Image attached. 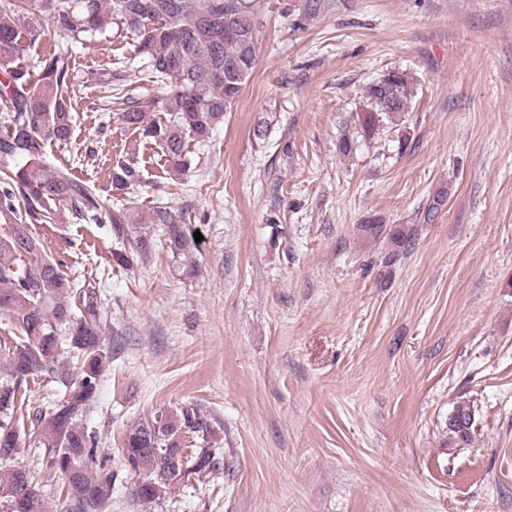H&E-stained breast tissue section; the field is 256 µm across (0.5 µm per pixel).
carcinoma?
Returning <instances> with one entry per match:
<instances>
[{
	"label": "carcinoma",
	"mask_w": 512,
	"mask_h": 512,
	"mask_svg": "<svg viewBox=\"0 0 512 512\" xmlns=\"http://www.w3.org/2000/svg\"><path fill=\"white\" fill-rule=\"evenodd\" d=\"M265 0H0V315L16 319L12 335L0 338L7 368L0 377V451H17L20 434L13 418L18 399L37 377L64 388L47 414L31 419L32 438L49 466L67 482L59 512H109L120 471L112 450L102 446L87 417L98 404L104 371L112 363L105 346L96 286L64 275L59 262L44 255L30 232L50 224L58 208L82 224H109L116 235L130 223L126 208H114L107 192L124 190L138 178L132 165L113 169L104 188L68 168L44 162L49 144L67 146L73 135L70 88L71 44L115 26L133 35L134 58L165 85L160 99L150 89L128 87L126 64L108 73L116 90L120 120L162 150L168 170L191 166L190 142L208 140L238 100L257 61L258 18ZM36 10L50 17L65 44L39 58L37 71L24 58L41 39L25 22ZM372 109L362 116L371 133L384 119L410 112L414 80L392 70L365 88ZM161 116L152 117L150 113ZM163 224L172 253L187 249L183 218L158 202L141 217ZM147 240L129 241L113 253L134 266ZM66 353H61V349ZM475 422L470 401L460 400L448 417V438L467 443ZM218 432L193 405L162 412L131 427L121 448L125 471L138 476L134 498L143 505L165 498L180 483L218 471ZM0 456V512H51L49 502L26 471Z\"/></svg>",
	"instance_id": "obj_1"
}]
</instances>
